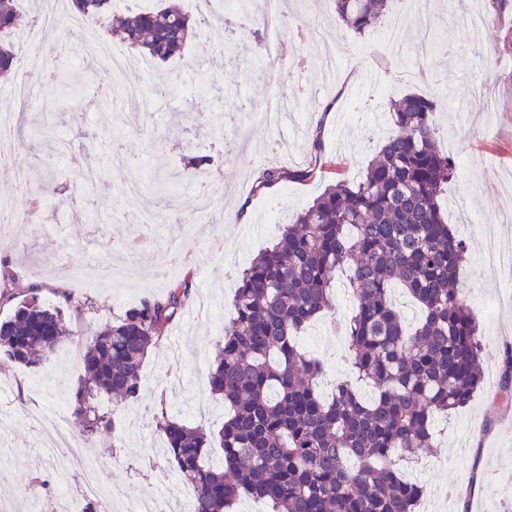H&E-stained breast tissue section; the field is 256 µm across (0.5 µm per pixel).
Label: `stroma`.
<instances>
[{
  "label": "stroma",
  "instance_id": "1",
  "mask_svg": "<svg viewBox=\"0 0 512 512\" xmlns=\"http://www.w3.org/2000/svg\"><path fill=\"white\" fill-rule=\"evenodd\" d=\"M392 9L408 18L404 48L397 56L386 52L375 34L360 36L331 21L329 0H288L284 14L273 16L270 27L280 42L291 44V55L264 72L252 63L254 47L266 30L261 26L228 46L223 29L200 25L183 58L118 80L98 55L100 45L111 40L106 19H97L78 39L49 24L30 31L28 43L18 44L23 63L43 46L71 50L63 60L66 93L49 87L40 100L25 106L10 97L18 74L0 76V114L23 113L21 150L30 165L48 170L65 188L67 201L60 210L43 208L41 223L0 226V267L8 266L14 274L13 281H0V293L15 297L14 303L0 306V318L24 300L28 285L39 284L43 304L63 306L75 333V351L68 358L48 359L33 371L0 368V413L10 417L0 430V460L9 463L0 475V512H67L59 482L75 487L84 476L74 469L59 478L54 461L40 451L45 436L84 448L98 462L101 483L132 486L144 495L183 492L186 482L168 468L152 416L162 411L214 430L224 422V405L211 395L207 382L224 330L199 315L197 305L207 301L231 319L237 281L226 259L237 258L239 266H246L272 243L279 224L310 204L337 175L319 172L308 181L256 194L255 172L268 163L287 169L313 164L317 156L309 149L308 132L318 121L320 157L341 162L340 172L354 175L391 130L383 113L387 103L409 92L445 102L436 116V139L457 160L458 169L442 199L457 203L445 215L468 243L464 297L485 350L480 390L439 425L434 447L417 462L403 465L402 474L426 490L417 512H454L462 488L467 512H512V404L499 401L507 371L504 352L512 345V267L488 264L482 255L484 230L512 220V0H394ZM325 38L335 44L338 64L330 84L316 65ZM91 67L116 96L127 84L140 85L149 94L161 84L176 92L157 100L154 111L121 118L115 108L82 96ZM281 97L296 103L297 133L250 117ZM488 99L494 105L490 123L476 128L471 116ZM45 115L53 121L49 136L42 133ZM189 149L211 156L221 171L218 180L183 168L181 157ZM131 157L139 158L145 170L176 173V186L162 203L163 221L105 223V216L116 217L126 209L122 185L109 181L90 194L78 175L79 169L114 168ZM203 187L212 207L200 219L197 193ZM143 236L150 246L141 251L131 276L90 291L68 279L66 269L75 264L121 267L127 245ZM169 246L179 250V268L175 276L163 277L152 251ZM177 280L189 282L191 299L167 340L148 354L138 398L101 400L102 411L112 417L111 430L87 437L67 408L58 424L35 428L30 415L46 412L57 397L72 401L86 342ZM66 293L71 296L67 302L62 299ZM352 308L345 278L336 276L334 314L320 316L301 335L305 349L324 361L330 382L349 374L333 322Z\"/></svg>",
  "mask_w": 512,
  "mask_h": 512
}]
</instances>
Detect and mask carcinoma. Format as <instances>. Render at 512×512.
Segmentation results:
<instances>
[{
  "label": "carcinoma",
  "instance_id": "1",
  "mask_svg": "<svg viewBox=\"0 0 512 512\" xmlns=\"http://www.w3.org/2000/svg\"><path fill=\"white\" fill-rule=\"evenodd\" d=\"M79 17L117 14L112 37L153 62L183 55L196 22L176 0L122 10L114 0H75ZM389 0H331L332 16L362 35ZM20 0H0V74L17 65ZM442 101L408 93L388 106L394 131L360 174L328 185L279 227L276 243L238 275L233 318L208 371L210 392L224 402L218 433L161 414L167 462L195 490L194 512H233L244 498L271 512H415L420 485L398 462L433 447L435 422L448 417L481 384V337L462 300L468 245L445 220L439 197L455 175L442 153L435 117ZM311 166L260 167L254 191L314 175ZM130 186L160 203L174 184L158 172ZM349 270L354 299L341 325L345 359L373 386L363 399L347 378L330 395L319 390L323 362L298 342L311 321L334 310L337 269ZM399 285L420 309L407 325L390 297ZM39 287L0 319V364L36 368L74 337L59 307L39 303ZM180 281L161 297L128 309L89 341L73 401L83 432L108 431L102 394L134 399L149 351L167 339L190 300ZM222 465L210 462L213 441Z\"/></svg>",
  "mask_w": 512,
  "mask_h": 512
}]
</instances>
